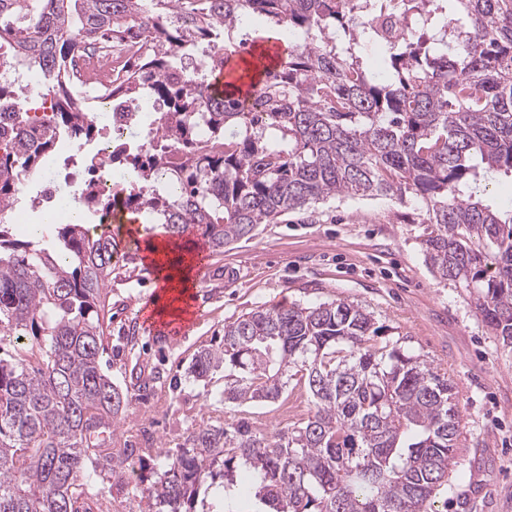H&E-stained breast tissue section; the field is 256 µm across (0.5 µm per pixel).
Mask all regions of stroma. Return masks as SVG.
<instances>
[{
  "instance_id": "35a3bbf8",
  "label": "stroma",
  "mask_w": 512,
  "mask_h": 512,
  "mask_svg": "<svg viewBox=\"0 0 512 512\" xmlns=\"http://www.w3.org/2000/svg\"><path fill=\"white\" fill-rule=\"evenodd\" d=\"M425 212L384 197H341L259 225L254 237L211 254L193 291L196 315L180 337L153 333L137 310L158 281L144 260L117 268L107 288L112 309L103 357L129 401L114 448L154 451L186 435L188 409L214 411L210 386L188 378L194 354L224 338L225 323L261 306L344 300L371 312L391 338L453 381L462 417L456 465L441 486L437 512H512V346L483 325L464 289L436 279L421 241ZM138 461L112 478L111 512H143Z\"/></svg>"
}]
</instances>
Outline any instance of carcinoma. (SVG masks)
<instances>
[{
	"label": "carcinoma",
	"instance_id": "cac0c4a2",
	"mask_svg": "<svg viewBox=\"0 0 512 512\" xmlns=\"http://www.w3.org/2000/svg\"><path fill=\"white\" fill-rule=\"evenodd\" d=\"M282 44L245 99L224 83L256 41L248 17ZM144 43L138 75L113 104L160 109L159 144L126 139L93 155L73 200L105 223L147 213L170 239L194 231L213 252L259 224L342 196L411 197L436 276L465 289L482 321L512 344V209L463 189L512 173V0H0V65L43 74L51 112L0 122V512H81L88 487L127 449L102 438L127 403L103 371L107 287L117 240L59 224L49 249L13 233L16 178L43 172L59 142L79 150L100 128L69 69L78 44ZM386 47L383 71L364 63ZM205 133L210 147L199 143ZM130 172L108 193L111 165ZM127 259V254H122ZM387 328L345 301L259 307L224 325L188 377L224 371L215 403L275 402L291 381L313 410L275 435L242 419L192 420L182 443L142 460L148 512H211L222 489L262 512H434L455 466L462 419L448 375L380 338Z\"/></svg>",
	"mask_w": 512,
	"mask_h": 512
}]
</instances>
